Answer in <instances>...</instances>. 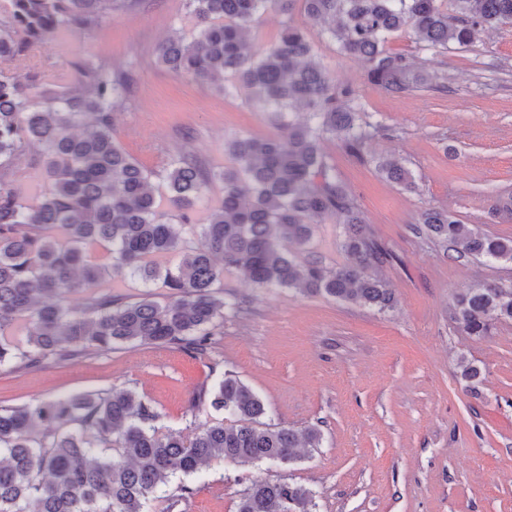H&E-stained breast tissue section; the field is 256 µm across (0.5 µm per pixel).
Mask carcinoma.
<instances>
[{
	"label": "carcinoma",
	"instance_id": "1",
	"mask_svg": "<svg viewBox=\"0 0 512 512\" xmlns=\"http://www.w3.org/2000/svg\"><path fill=\"white\" fill-rule=\"evenodd\" d=\"M137 0H5L0 10V368H37L94 349L123 344L173 346L207 354L224 307L245 312L249 301L224 297L226 269L246 272L265 288L324 295L361 308L393 305L383 270L391 251L370 232L359 204L329 162L323 141L337 140L363 158L378 126L362 119L357 91L336 82L316 59L307 31L286 22L271 44L252 42L258 15H287L296 0H186L196 35L172 36L156 48L173 73L218 94L241 90L279 135L224 138L227 163L208 171L189 153L158 171L145 170L113 138L115 117L128 101V72L103 62L76 65L75 90L55 88L42 75L22 81L9 67L30 48L60 34L91 31L132 8ZM308 20L322 27L341 53L359 61L367 78L393 93L439 86L431 66L387 52L389 36L414 33L422 49L471 45L489 29L512 24V0H301ZM45 166L50 184L30 202L14 188L19 161ZM386 180L413 190L412 173L397 160L377 159ZM224 183V199L190 234L210 182ZM161 183L175 213L157 210L152 181ZM342 225L340 246L351 258L328 266L297 259L315 226ZM418 223L427 235L461 257L512 263V239L491 237L442 209H427ZM101 246L108 264L90 260ZM179 260L161 266L154 258ZM138 281L135 300L96 291L105 277ZM162 282L166 299L149 287ZM84 294L76 312L68 294ZM455 318L469 336L483 339L512 320V285L485 283L458 294ZM28 323L27 346L9 339ZM219 417L190 431H164L157 413L132 390L94 391L0 408V512H147L162 495L166 512L193 494L183 478L213 459L236 466L286 464L297 448H318L309 429L305 444L287 426L261 422L266 407L243 381L226 376L201 386L191 411ZM312 489L287 481H251L237 512H312Z\"/></svg>",
	"mask_w": 512,
	"mask_h": 512
}]
</instances>
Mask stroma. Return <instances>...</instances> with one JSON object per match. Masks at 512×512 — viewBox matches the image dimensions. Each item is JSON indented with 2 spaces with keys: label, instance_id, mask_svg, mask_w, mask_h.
<instances>
[{
  "label": "stroma",
  "instance_id": "35a3bbf8",
  "mask_svg": "<svg viewBox=\"0 0 512 512\" xmlns=\"http://www.w3.org/2000/svg\"><path fill=\"white\" fill-rule=\"evenodd\" d=\"M286 21L307 30L316 56L356 89L379 127L363 157L333 139L323 150L394 253L384 269L394 307L260 288L228 271L225 293L248 299L250 311H225L207 356L125 344L35 369L5 368L0 407L129 389L154 407L161 426L188 432L213 415L207 407L188 413L193 391L229 374L262 398L265 423L319 428L322 445L291 464L211 460L188 477L194 493L183 512H236L255 479L311 488L315 512H512V321L477 339L460 330L452 309L454 295L475 285L512 284V264L457 257L416 222L425 209H445L484 234L512 238V25L433 57L412 33L389 37L390 52L435 58L447 76L440 88L394 94L321 37L298 2L289 15H260L256 42H274ZM178 28L196 30L185 0H137L99 28L33 47L16 72L73 88L78 63L102 60L127 71L131 92L113 128L123 148L149 170L190 152L218 171L226 135L266 138L276 130L245 94L214 93L158 63V43ZM390 155L410 169L414 190L377 173L375 158ZM463 359L479 368L477 380L462 377Z\"/></svg>",
  "mask_w": 512,
  "mask_h": 512
}]
</instances>
